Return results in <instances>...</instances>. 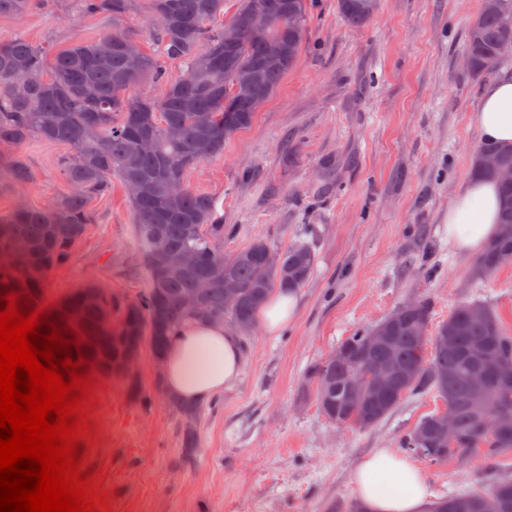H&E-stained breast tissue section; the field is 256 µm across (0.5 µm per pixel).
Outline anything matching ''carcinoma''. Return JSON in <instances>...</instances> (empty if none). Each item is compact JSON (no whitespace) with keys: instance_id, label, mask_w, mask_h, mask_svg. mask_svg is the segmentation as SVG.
<instances>
[{"instance_id":"carcinoma-1","label":"carcinoma","mask_w":512,"mask_h":512,"mask_svg":"<svg viewBox=\"0 0 512 512\" xmlns=\"http://www.w3.org/2000/svg\"><path fill=\"white\" fill-rule=\"evenodd\" d=\"M44 0H0V15H25ZM134 0H77L82 13L116 23L131 10ZM154 49L129 55L115 50L109 57L95 47L110 40L121 43L137 34L114 28L98 38L77 41L66 49L33 43L22 37L0 42V148L21 146L34 138L60 144L58 173L69 191L48 209L20 204L0 214V249L11 261L0 265V295L11 290L34 303L47 299L50 273L67 264L95 223L90 203L112 191V178L126 186L136 182L140 192L129 197L134 233L149 284L131 300L106 289L99 301L85 303L93 285L84 284L50 301L52 322L70 336L68 310L83 308L81 332L88 336L80 348L86 361L117 357L123 337L130 336L151 354H164L182 325L189 320L230 322L243 335L251 333L258 313L277 288H301L310 279L315 253L309 244H296L268 261L271 247L259 238L248 247L226 254L224 224L216 202L185 186L187 170L224 154V142L249 127L257 110L276 91L297 61L307 25V0H282L286 10L262 37L250 28L252 13L271 0H236L229 22L238 26V42L228 45L224 27L226 0H147ZM342 20L361 26L371 20L379 0H336ZM512 51V0L485 6L467 30L468 73L475 79L494 72ZM183 68V76L169 78L165 63ZM249 75L245 95L236 98L233 111L224 113L226 92L240 74ZM146 79L159 87L152 95L139 91ZM93 84L99 97L88 100L84 88ZM150 139L153 148L140 147ZM209 153H198L199 143ZM496 152L512 167V146L482 145L471 158L473 175L498 180L481 164L485 152ZM32 180L29 167L18 157L0 154V184L17 189ZM501 228L498 236L474 260L477 273L488 278L512 259V182L500 181ZM190 251L193 267L160 271L161 248ZM237 289L239 302L227 308L224 290ZM198 296L199 307L182 308V297ZM483 320L469 321V313ZM430 306L419 300L396 319L376 325L385 339L368 346L372 330H358L339 347L344 357L328 356L313 364L308 378L316 385L322 415L332 424L367 428L385 420L410 394L434 391L445 402L456 426L450 448L440 438L436 415L421 419L404 433L399 447L433 465L452 457L480 455L489 464L502 450L512 449V430L489 431L502 408L512 410V386H506L480 366L476 352L484 351L512 363V336L502 332L495 313L479 303L462 304L429 334ZM389 358L395 372L390 390L374 389L368 365ZM360 375L368 390L359 406L349 404L346 380ZM481 376L486 412H474L473 379ZM182 421L187 455L197 447L199 407L175 404ZM500 499L502 512H512V481L499 479L436 501L429 512H477L479 501Z\"/></svg>"}]
</instances>
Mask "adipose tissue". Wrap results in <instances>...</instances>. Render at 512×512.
<instances>
[{"label":"adipose tissue","mask_w":512,"mask_h":512,"mask_svg":"<svg viewBox=\"0 0 512 512\" xmlns=\"http://www.w3.org/2000/svg\"><path fill=\"white\" fill-rule=\"evenodd\" d=\"M472 123L488 144H512V72L488 81ZM499 194L495 181L471 178L461 184L448 208V244L476 254L499 232ZM300 306L297 290L274 291L259 313L264 331L278 334L294 320ZM241 373L237 338L223 325L210 321L187 324L165 355L168 393L186 405L198 404L232 386ZM354 483L367 512H423L433 495L424 472L407 455L377 449L358 465Z\"/></svg>","instance_id":"ef3b65f1"}]
</instances>
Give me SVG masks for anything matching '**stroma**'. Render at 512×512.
<instances>
[{
  "instance_id": "1",
  "label": "stroma",
  "mask_w": 512,
  "mask_h": 512,
  "mask_svg": "<svg viewBox=\"0 0 512 512\" xmlns=\"http://www.w3.org/2000/svg\"><path fill=\"white\" fill-rule=\"evenodd\" d=\"M480 8L481 0H380L370 22L352 27L336 0H309L295 66L223 156L185 176L191 191L215 199L225 251L258 238L277 252L313 245L299 314L278 335L258 327L242 338L240 377L201 405L193 454L182 448L181 417L158 389L150 352L131 377L97 389L96 439L84 463L100 470L112 512H346L361 460L396 448L445 404L426 391L374 427L341 428L321 414L308 366L410 300L428 301L435 325L459 305L483 303L512 336V260L472 279L474 257L449 248L446 226L480 145L471 116L482 83L462 66ZM111 27L77 12L75 0H50L0 17V41L20 36L63 49ZM64 151L37 140L16 147L34 180L1 191L0 213L21 200L45 209L66 193L56 168ZM91 207L96 223L53 270L47 293L93 281L136 298L148 275L121 183ZM419 466L441 497L511 479L512 450L492 465L475 455Z\"/></svg>"
}]
</instances>
